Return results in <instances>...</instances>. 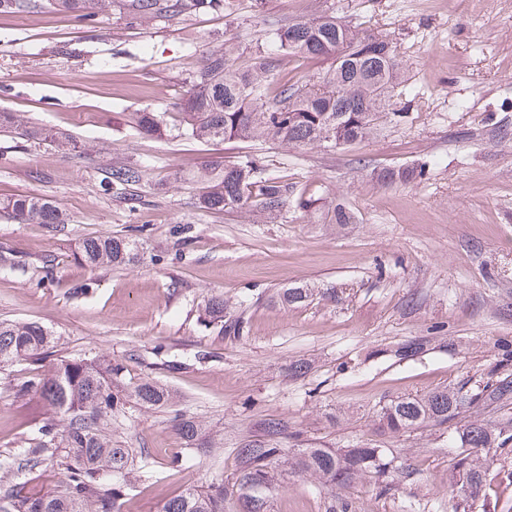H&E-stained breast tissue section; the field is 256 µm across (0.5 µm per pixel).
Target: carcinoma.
<instances>
[{
    "label": "carcinoma",
    "mask_w": 512,
    "mask_h": 512,
    "mask_svg": "<svg viewBox=\"0 0 512 512\" xmlns=\"http://www.w3.org/2000/svg\"><path fill=\"white\" fill-rule=\"evenodd\" d=\"M48 8L61 14L74 13L93 21L112 8V0H46ZM128 13L136 20L154 17L175 19L187 10H222L226 0H126ZM39 7V0H0V10L25 12ZM266 39L272 51L255 54L250 62L238 63L239 48L230 40L210 53L192 72L182 107L185 134L205 142L235 139L240 142H271L282 146L329 144L346 146L372 136L383 122L400 113L393 108L400 85V61L391 43L382 35L352 26L336 17L274 21ZM324 58L329 67L308 81L293 80L281 70L282 57ZM136 129L154 134L160 116L137 112ZM0 133L16 134L41 143L66 147L68 139L57 129L30 126L12 112H0ZM424 169H383L376 179L384 184L417 178ZM137 166L115 165L108 179L116 186L142 180ZM201 208L212 212L237 210L256 223L276 222L294 195L286 180L264 172L261 157L245 155L224 164L205 167L199 174ZM0 209L28 224L51 229L64 223L56 205L28 196L0 198ZM130 241L103 235L83 242L82 258L90 267L122 264L130 258ZM210 322L218 333L238 334L241 326L224 323V299L206 303ZM57 341L36 322H0V371L18 363L29 366V375L16 385L15 394L43 401L51 416L39 436L23 449L26 466L33 469L47 460L56 462L63 478L45 492L15 482L0 489V512H117V503L127 489L128 475L138 457L136 448L112 446V422L125 414L126 404L147 409L161 408L171 396L161 384L144 379L132 390L119 388L123 367L102 356L68 359L45 367L44 359ZM512 401V351L503 354L496 379L477 393L443 390L422 398H404L383 411L386 429L406 432L423 424L443 425L476 404L508 405ZM174 427L186 448L197 447L199 429L189 418H178ZM287 426L279 419L264 423L260 439L237 449L235 481L220 479L206 486L191 487L168 500L163 512H224V500L237 496L243 512H268L275 469L285 449L278 439ZM505 447L512 442V419L497 427L475 420L459 431L460 451L454 469L462 476L465 497L479 494L483 476L479 452L493 442ZM296 472H311L336 485L367 471L388 470L383 448H299L288 458Z\"/></svg>",
    "instance_id": "carcinoma-1"
}]
</instances>
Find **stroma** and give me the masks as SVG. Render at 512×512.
Listing matches in <instances>:
<instances>
[{"label": "stroma", "instance_id": "35a3bbf8", "mask_svg": "<svg viewBox=\"0 0 512 512\" xmlns=\"http://www.w3.org/2000/svg\"><path fill=\"white\" fill-rule=\"evenodd\" d=\"M322 15L392 43L401 121L343 149L182 135L177 104L210 51L230 38L248 58L269 21ZM143 110L163 114L160 134L135 129ZM0 111L72 138L61 150L0 136V196L46 198L67 215L51 231L0 211V249L23 266L0 268V321L40 323L58 340L55 357L108 356L126 386L149 377L172 395L115 424L114 446L143 451L120 512H162L188 487L231 480L237 448L271 418L287 426L282 447L385 448L391 470L344 486L282 473L270 512L343 502L347 512H455L458 422L392 433L380 415L401 398L477 390L512 349V0H232L142 25L123 0L92 25L46 8L0 11ZM246 154L295 189L277 223L198 204L190 172ZM115 162L141 166L140 184L109 185ZM420 166L408 183L372 177ZM310 197L318 210L302 208ZM340 205L353 223H335ZM97 235L131 240L133 259L85 267L80 247ZM296 287L311 296L282 303ZM215 296L242 321L239 335L206 323ZM410 342L420 350L402 353ZM26 373L0 374V486L46 490L57 466L19 464L48 415L16 396ZM182 416L199 426L197 450L174 428ZM481 455L482 494L466 512H512V447Z\"/></svg>", "mask_w": 512, "mask_h": 512}]
</instances>
